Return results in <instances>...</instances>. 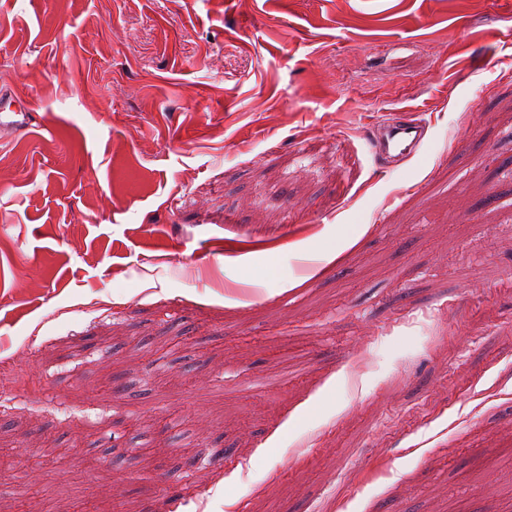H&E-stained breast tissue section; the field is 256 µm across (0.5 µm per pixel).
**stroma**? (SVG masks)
Returning a JSON list of instances; mask_svg holds the SVG:
<instances>
[{"label":"stroma","instance_id":"35a3bbf8","mask_svg":"<svg viewBox=\"0 0 512 512\" xmlns=\"http://www.w3.org/2000/svg\"><path fill=\"white\" fill-rule=\"evenodd\" d=\"M0 86V512H512V0H0ZM33 102H23L6 88H0V131L5 128L17 132L26 131L30 127ZM426 132L422 120L395 114L386 121H377L372 127L373 152L390 166L411 159L418 151Z\"/></svg>","mask_w":512,"mask_h":512}]
</instances>
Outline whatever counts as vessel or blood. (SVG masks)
<instances>
[{
    "label": "vessel or blood",
    "instance_id": "vessel-or-blood-1",
    "mask_svg": "<svg viewBox=\"0 0 512 512\" xmlns=\"http://www.w3.org/2000/svg\"><path fill=\"white\" fill-rule=\"evenodd\" d=\"M33 105L19 100L6 88H0V131L17 132L30 127ZM426 132V125L418 119L400 115L374 123L371 147L388 165L395 166L411 159L418 151Z\"/></svg>",
    "mask_w": 512,
    "mask_h": 512
}]
</instances>
